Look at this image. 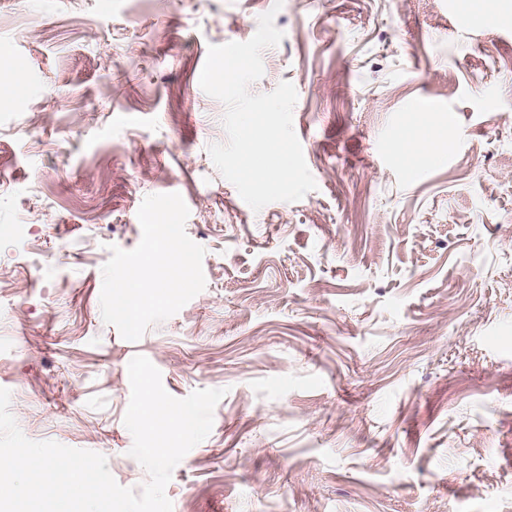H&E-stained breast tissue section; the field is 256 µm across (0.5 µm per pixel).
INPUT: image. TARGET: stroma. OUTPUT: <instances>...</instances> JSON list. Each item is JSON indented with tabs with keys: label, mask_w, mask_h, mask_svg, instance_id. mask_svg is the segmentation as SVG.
<instances>
[{
	"label": "stroma",
	"mask_w": 512,
	"mask_h": 512,
	"mask_svg": "<svg viewBox=\"0 0 512 512\" xmlns=\"http://www.w3.org/2000/svg\"><path fill=\"white\" fill-rule=\"evenodd\" d=\"M273 4L0 0L10 411L139 488L140 354L174 397L226 391L173 512H512V0H284L250 90L294 84L317 188L256 212L208 154L225 108L199 78ZM418 129L436 148L416 161ZM175 192L206 287L130 342L102 267Z\"/></svg>",
	"instance_id": "stroma-1"
}]
</instances>
